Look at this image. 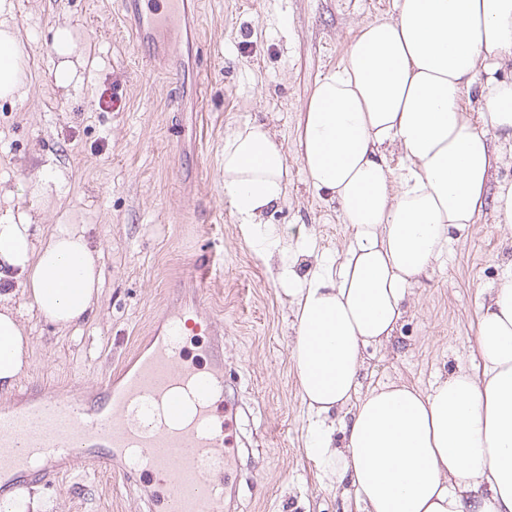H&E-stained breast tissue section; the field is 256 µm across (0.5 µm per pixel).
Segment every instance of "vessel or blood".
<instances>
[{
  "label": "vessel or blood",
  "mask_w": 512,
  "mask_h": 512,
  "mask_svg": "<svg viewBox=\"0 0 512 512\" xmlns=\"http://www.w3.org/2000/svg\"><path fill=\"white\" fill-rule=\"evenodd\" d=\"M126 6L138 42L150 45L165 34V17L141 10L139 0ZM222 334L193 297L154 319L148 348L102 383L94 403L74 404L71 391L57 389L0 409V499L49 480L50 461L77 458L98 472L121 459L140 480L161 484L148 499L152 512H224L235 438L231 409L215 397L225 378ZM186 336L206 337L209 367L187 361Z\"/></svg>",
  "instance_id": "vessel-or-blood-1"
}]
</instances>
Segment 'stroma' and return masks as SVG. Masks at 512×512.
<instances>
[{"label": "stroma", "instance_id": "stroma-1", "mask_svg": "<svg viewBox=\"0 0 512 512\" xmlns=\"http://www.w3.org/2000/svg\"><path fill=\"white\" fill-rule=\"evenodd\" d=\"M30 93L0 101V182L14 187L0 214L26 211L40 231L59 211L102 255L96 313L62 329L25 298L15 278L0 293L19 308L32 364L0 407L26 388L93 396L134 352L194 260H212L202 310L221 320L224 398L241 402L236 459L239 512H357L353 493L320 482L305 452L311 417L289 357L292 315L263 259L243 238L224 197V133L266 124L282 142L288 190L264 220L287 239L345 250L351 232L335 204L308 183L298 126L315 81L337 68L358 29L393 15L395 0H200L198 24L173 35L177 55L150 63L127 30L123 0H15ZM68 24L88 63L77 86H55L50 29ZM66 178L63 207L34 205L23 188L43 164ZM512 265V226L485 206L414 286L389 342L364 352L363 386L404 381L426 389L457 367L480 369L476 315L485 288ZM46 512H147L122 471L76 470L43 484Z\"/></svg>", "mask_w": 512, "mask_h": 512}]
</instances>
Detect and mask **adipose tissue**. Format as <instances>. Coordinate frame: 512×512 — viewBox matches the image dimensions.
Masks as SVG:
<instances>
[{"label":"adipose tissue","instance_id":"ef3b65f1","mask_svg":"<svg viewBox=\"0 0 512 512\" xmlns=\"http://www.w3.org/2000/svg\"><path fill=\"white\" fill-rule=\"evenodd\" d=\"M395 2L394 16L360 27L343 63L316 80L300 123L309 183L351 230L343 255L264 223L288 186L283 145L264 125L225 133L224 193L243 237L275 261L270 275L291 306L290 358L321 480L350 486L359 512H512V267L477 314L480 373L460 367L426 390L361 385L364 350L391 338L453 232L488 203L512 224V184L490 188L497 144H512V79L499 75L512 60V0ZM14 16L13 0H0L4 101L30 90ZM51 50L55 84L76 85L70 27H54ZM390 147L403 160L397 178ZM0 269L62 328L86 321L101 293V254L83 228L63 222L44 236L26 212L0 215ZM30 356L21 314L0 296V389L27 375Z\"/></svg>","mask_w":512,"mask_h":512}]
</instances>
